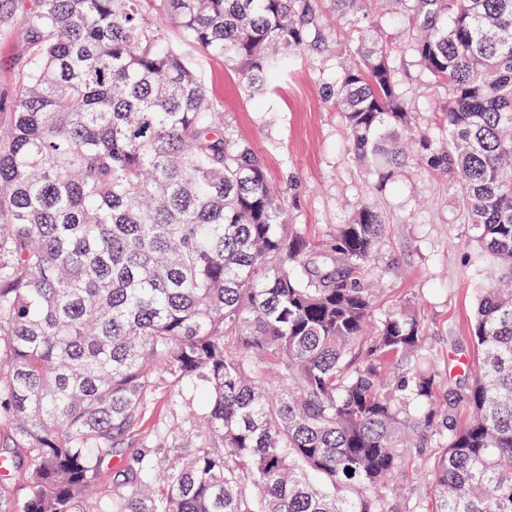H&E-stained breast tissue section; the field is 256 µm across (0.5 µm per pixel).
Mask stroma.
<instances>
[{
	"label": "stroma",
	"mask_w": 512,
	"mask_h": 512,
	"mask_svg": "<svg viewBox=\"0 0 512 512\" xmlns=\"http://www.w3.org/2000/svg\"><path fill=\"white\" fill-rule=\"evenodd\" d=\"M317 24L322 42L310 47L275 84L249 95L219 56L190 51L224 128L260 155L272 180L290 198V221L320 240L349 223L370 202L385 229L364 275L377 280L373 319L410 302L440 363L449 346L472 358L471 319L480 288L490 282V264L469 247L471 230L444 174L425 171L417 159L399 170L393 186L370 188V177L355 160L338 112L325 100L351 49L364 33L393 32V65L401 91L414 105V124L436 145L447 143L436 109L446 91L427 76L409 51L412 29L405 16L365 0L357 13L338 14L330 0H319ZM30 37L23 27L0 29V97L9 96L22 72Z\"/></svg>",
	"instance_id": "stroma-1"
}]
</instances>
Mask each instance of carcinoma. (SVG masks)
<instances>
[{
  "label": "carcinoma",
  "mask_w": 512,
  "mask_h": 512,
  "mask_svg": "<svg viewBox=\"0 0 512 512\" xmlns=\"http://www.w3.org/2000/svg\"><path fill=\"white\" fill-rule=\"evenodd\" d=\"M145 2L0 0V29L31 34L0 103V512H512V0H400L448 92V145L423 134L417 159L494 264L478 369L441 399L413 304L369 333L377 210L320 241L287 223L166 38L258 91L311 46L318 0ZM392 53L361 39L327 96L377 189L413 113ZM425 448L430 511L401 480Z\"/></svg>",
  "instance_id": "obj_1"
}]
</instances>
